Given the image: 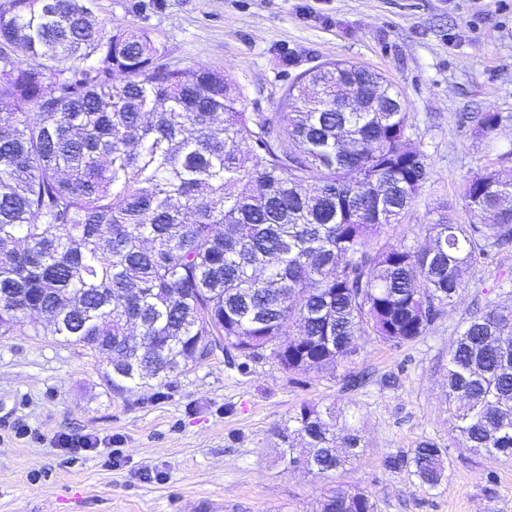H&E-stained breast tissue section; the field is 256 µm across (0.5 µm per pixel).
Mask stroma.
<instances>
[{"mask_svg": "<svg viewBox=\"0 0 512 512\" xmlns=\"http://www.w3.org/2000/svg\"><path fill=\"white\" fill-rule=\"evenodd\" d=\"M113 29L148 28L166 60L231 75L246 111L281 112L305 70L347 61L401 92L430 175L392 241L417 246L442 207L459 222L464 179L512 149V0H97ZM509 115L495 139L466 116ZM512 302V250L470 278L425 336L360 341L338 368L289 378L268 359L223 352L162 384L118 395L90 350L33 331L0 336V512H313L336 483L375 512H512V460L452 447L441 368L476 309ZM351 407L366 444L322 476L281 458L278 432L302 405ZM66 437H88L74 453ZM447 446L432 490L386 458Z\"/></svg>", "mask_w": 512, "mask_h": 512, "instance_id": "obj_1", "label": "stroma"}]
</instances>
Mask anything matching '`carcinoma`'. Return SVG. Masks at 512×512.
Instances as JSON below:
<instances>
[{
    "instance_id": "obj_1",
    "label": "carcinoma",
    "mask_w": 512,
    "mask_h": 512,
    "mask_svg": "<svg viewBox=\"0 0 512 512\" xmlns=\"http://www.w3.org/2000/svg\"><path fill=\"white\" fill-rule=\"evenodd\" d=\"M165 57L147 29L108 31L95 0L0 13V336L30 326L102 354L119 394L217 350L319 372L361 339L425 335L475 268L512 248V176L495 166L463 183L468 223L446 212L423 245L391 242L429 166L381 75L316 66L268 116L245 111L223 71ZM343 84L362 111L339 103ZM511 118L468 121L493 138ZM445 370L453 446L512 459V307L471 316ZM278 435L289 465L322 475L364 451L334 406L303 405ZM447 465L431 442L386 460L429 489ZM317 512L375 503L338 485Z\"/></svg>"
}]
</instances>
